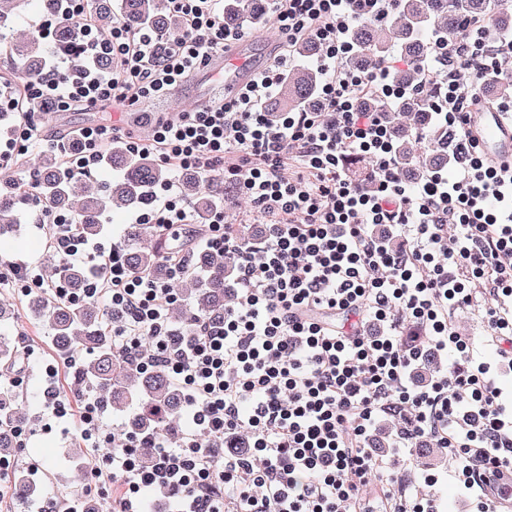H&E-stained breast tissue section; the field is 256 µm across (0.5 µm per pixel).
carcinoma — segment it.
<instances>
[{"instance_id": "1", "label": "carcinoma", "mask_w": 512, "mask_h": 512, "mask_svg": "<svg viewBox=\"0 0 512 512\" xmlns=\"http://www.w3.org/2000/svg\"><path fill=\"white\" fill-rule=\"evenodd\" d=\"M30 0H0V42H5L16 57L20 75L35 79L46 69L48 52L37 31L22 39L11 37L13 19L25 11ZM47 12L59 18L54 33V44L65 52L62 67L67 73L86 68L89 60L82 53L83 23L63 17V0H40ZM111 0H91L90 14L93 25L100 30L122 21L137 28L146 26L158 35L169 38L180 34L182 24L172 13L167 0H118L117 12H112ZM493 9L489 0H400L398 16L388 27L380 28L370 22L359 23L352 29L354 51L345 60L351 70L365 69L400 56L402 63L391 70V80L402 86H412L421 80L418 68L429 51L431 33L441 31L454 34L459 30L460 17L470 15L489 20L503 32L512 31V0H498ZM268 0H224V25L241 28L251 24L261 33L268 12ZM299 65L281 80L276 97L264 104L270 113L312 108L325 75L312 60L319 55V47L311 41L301 42L293 48ZM6 108L0 107L5 124H11L9 113L25 112L30 105L17 96L15 88L5 83ZM512 97V76L499 77L486 84L484 98ZM400 112L414 118L409 125H394L392 133L397 147V161L402 177L417 182L437 165L448 161V154L420 153L412 161L414 146L421 130L435 134L432 126L428 98L409 96L397 104ZM106 162L116 176L107 184L84 181L75 172L65 168L52 152L17 161L19 168L33 172V184L28 190H18L16 184L6 182L0 186V239L4 238L17 216L30 202L44 204L48 211H67L75 218L74 230L88 240L103 231L101 217L104 212L124 213L144 206L157 190L173 179L169 168L148 156L130 152L121 142L106 149ZM181 188L199 218L207 216L220 198L229 199L237 193L233 181L216 184L213 180L186 175ZM240 244L248 246L261 237V224L228 225ZM169 236L158 227L149 232L141 224H130L124 230L121 261L134 276L164 275L163 258L169 254ZM236 254L210 249L198 256L197 263L187 268L185 276L191 288L187 295L192 305L180 312L179 319L188 325L196 319L217 321L224 316L225 302L232 300L227 281L234 274ZM46 289L28 296L30 312L48 324L52 340L63 360L89 350L92 356L81 361L75 373V386L95 391L104 406L124 412L133 409L128 430L133 432H162L172 440L184 436L173 419L182 409V393L161 372L144 371L130 357L114 350L111 336L99 321L94 305L73 303L56 296L57 282H62L72 293H79L92 277L83 266L71 265L56 259L50 252L43 269ZM21 358L15 340L0 332V376L8 378ZM21 412L18 393L8 383H0V454L10 456L20 447ZM202 440L217 448H243L245 438L239 436H204ZM16 495L23 499H47L28 475L16 470L12 474Z\"/></svg>"}]
</instances>
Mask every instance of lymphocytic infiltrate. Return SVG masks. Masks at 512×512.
<instances>
[{
	"mask_svg": "<svg viewBox=\"0 0 512 512\" xmlns=\"http://www.w3.org/2000/svg\"><path fill=\"white\" fill-rule=\"evenodd\" d=\"M168 2L181 35L164 39L122 22L105 33L88 30L86 50L110 58L112 70L70 75L53 64L23 81L24 98L58 111L129 108L163 95L243 36L225 27L215 0ZM397 6L270 0L288 45L313 40L321 47L317 63L326 79L316 106L275 118L264 112L294 60L288 53L230 102L159 122L151 139L130 142L134 152L183 169H245L241 189L264 225L263 247L256 253L241 246L225 232L223 211L211 214L206 246L238 255L237 301L220 321L169 323L177 300L169 281L181 275L183 260L167 278H136L116 250L78 239L68 217L51 216L58 252L94 271L84 299L104 300L126 317L112 329L114 346L182 389L192 428L176 446L157 432L116 438L100 421L102 405L84 404L81 438L105 451L90 475L95 484L117 485L113 512H132L140 494L172 489L182 493L177 512H433L399 497L391 479L379 476L383 460L370 431L384 413L406 417L402 444L436 438L465 489L493 496L512 484V424L503 418L500 392L448 321L451 310L475 305L477 294L512 298V171L490 166L468 128L481 87L512 57V33L465 15L455 39L433 36L419 69L441 79L430 109L449 169L410 186L382 114L363 106L369 97L389 106L401 98L389 65H345L354 25L387 21ZM79 136L84 150L66 163L87 171L102 164V148L118 130L98 125ZM349 156L372 160L371 190L345 173ZM291 160L294 177L284 173ZM136 221L164 225L177 240L188 214L170 194L153 197ZM379 226L411 234L412 251H390ZM370 323L414 331L371 334ZM146 342L152 353L143 357ZM429 347L453 349L458 359L412 387V369ZM242 427L251 436L245 454L222 457L200 441ZM368 484L365 498L360 489Z\"/></svg>",
	"mask_w": 512,
	"mask_h": 512,
	"instance_id": "obj_1",
	"label": "lymphocytic infiltrate"
}]
</instances>
